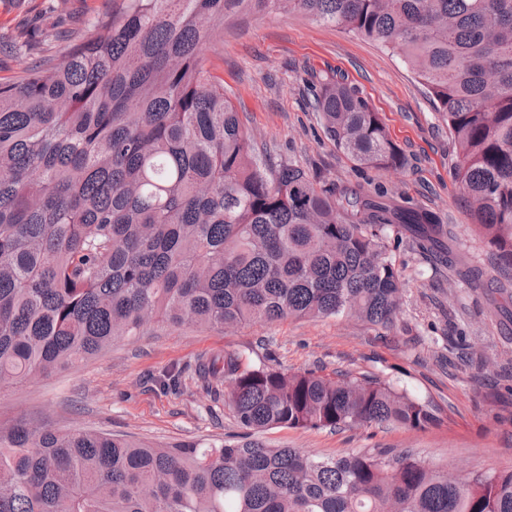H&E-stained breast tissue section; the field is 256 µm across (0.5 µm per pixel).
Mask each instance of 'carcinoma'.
I'll return each instance as SVG.
<instances>
[{"label":"carcinoma","instance_id":"carcinoma-1","mask_svg":"<svg viewBox=\"0 0 512 512\" xmlns=\"http://www.w3.org/2000/svg\"><path fill=\"white\" fill-rule=\"evenodd\" d=\"M269 11L400 55L448 123L473 231L512 270V0H112L61 58L0 81V387L159 322L345 314L387 329L401 299L389 229L480 285L431 211L260 159L205 51L225 23ZM312 107L356 166L403 165L355 87L322 75ZM201 373L252 436L451 421L376 375L240 351ZM0 512H512V472L461 478L411 449L318 457L18 421L0 423Z\"/></svg>","mask_w":512,"mask_h":512}]
</instances>
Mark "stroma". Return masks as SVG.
<instances>
[{"label": "stroma", "mask_w": 512, "mask_h": 512, "mask_svg": "<svg viewBox=\"0 0 512 512\" xmlns=\"http://www.w3.org/2000/svg\"><path fill=\"white\" fill-rule=\"evenodd\" d=\"M112 0H0V81L13 80L38 54L61 55L63 38L108 13ZM27 34L36 51L20 48ZM215 74L241 102L246 125L272 164L292 160L323 182L384 189L430 209L485 278L498 277L490 249L471 230L465 197L451 177L448 127L402 59L375 43L299 15L270 12L226 23L209 51ZM356 87L379 112L404 164L378 172L337 151L310 107L321 75ZM392 257L403 290L385 330L339 315L288 318L242 327L151 325L115 340L78 365L0 390V419L89 426L168 445L243 440L244 432L195 375L201 360L236 350L274 357L297 372H370L448 408L444 428L362 426L345 430L273 428L262 441L318 456L369 448L412 449L427 464L461 476L512 471V287L470 290L410 240Z\"/></svg>", "instance_id": "stroma-1"}]
</instances>
